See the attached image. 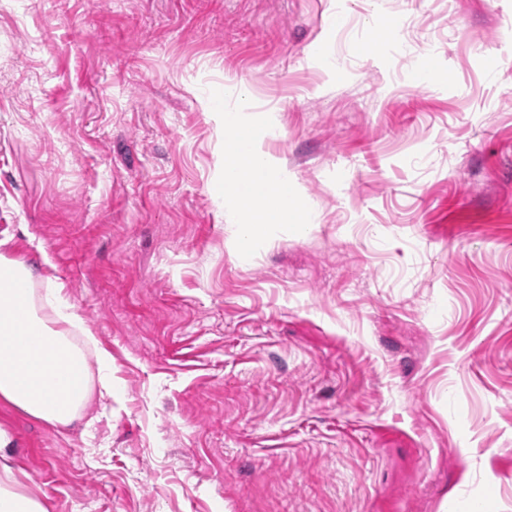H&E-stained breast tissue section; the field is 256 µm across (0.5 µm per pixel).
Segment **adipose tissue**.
<instances>
[{
  "instance_id": "1",
  "label": "adipose tissue",
  "mask_w": 512,
  "mask_h": 512,
  "mask_svg": "<svg viewBox=\"0 0 512 512\" xmlns=\"http://www.w3.org/2000/svg\"><path fill=\"white\" fill-rule=\"evenodd\" d=\"M258 150L224 153V184L249 204L263 203L261 218L242 225L249 241L264 225L287 224L294 196L270 174ZM46 256L17 261L0 254V402L54 428L81 419L92 395L111 397L112 356L76 313ZM13 436L0 427V512H46L41 497L15 477L9 464Z\"/></svg>"
}]
</instances>
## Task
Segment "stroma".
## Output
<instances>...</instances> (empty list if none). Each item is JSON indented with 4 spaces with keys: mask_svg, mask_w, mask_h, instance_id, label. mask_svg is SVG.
Returning <instances> with one entry per match:
<instances>
[{
    "mask_svg": "<svg viewBox=\"0 0 512 512\" xmlns=\"http://www.w3.org/2000/svg\"><path fill=\"white\" fill-rule=\"evenodd\" d=\"M3 234L120 387L0 404L48 512H512V0H0ZM245 154L242 166L240 158L244 154L235 148L227 150L224 143V186L244 197L249 202V211L255 209L258 201L264 202L260 219L241 224L242 239L250 241L261 234L264 224L290 223L294 195L286 182L271 176V163L265 153L250 150Z\"/></svg>",
    "mask_w": 512,
    "mask_h": 512,
    "instance_id": "stroma-1",
    "label": "stroma"
}]
</instances>
